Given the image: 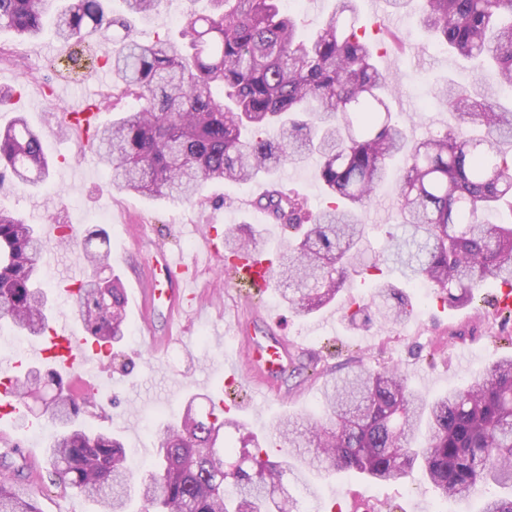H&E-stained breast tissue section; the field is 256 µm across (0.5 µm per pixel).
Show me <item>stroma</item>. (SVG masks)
<instances>
[{"label": "stroma", "instance_id": "obj_1", "mask_svg": "<svg viewBox=\"0 0 512 512\" xmlns=\"http://www.w3.org/2000/svg\"><path fill=\"white\" fill-rule=\"evenodd\" d=\"M356 6L372 37L394 33L405 42L401 50L389 44L380 47L377 61L396 79L390 109L403 122L409 142L442 133L453 122L447 107L434 97L437 81L496 84L495 71L471 70L440 47L420 26L416 7L396 13L387 0H382V18L375 22L370 0H356ZM210 8L209 0H160L150 19L137 23L136 35L145 42L160 36L179 38L189 11L205 12ZM115 48L112 34L98 36L78 71V79L67 80L59 72L60 65L67 62L65 47L53 33L20 41L0 31V49L5 52L0 59V89L12 93L7 104L0 107V126L16 115H24L43 133L46 152L53 162L49 179L39 187L0 182V207L35 224L71 227L74 246L46 243L41 258L46 286L55 297L51 310L55 317L71 312L58 299V283L85 269L80 248L90 231H104L110 251L109 269L120 276L128 290L154 249L164 248L197 263L195 288L203 311L186 319L183 342L170 346L163 354H154L135 303H128L126 336L113 347L107 373L92 382L108 416L103 420L86 413L80 417L91 429L121 435L129 463L139 475L153 460L159 425L178 417L192 394L206 393L216 399L225 396L224 357L237 353L245 342L232 326L239 320H253L259 313L256 302L246 297L244 289L228 284L225 268L207 257L196 226L246 225L272 255L285 247L286 240L280 225L266 223L252 205L260 182H214L190 202L124 193L113 188L104 166L83 148L80 135L55 124V114L67 111L73 101L92 91L102 102L103 121L137 108V101L123 95L115 76L103 67L107 53ZM277 182L286 192L304 197L310 210H320L325 203L314 164L285 168ZM363 220L368 233L367 258L380 262L383 279L402 288L410 298L412 316L398 325L384 327L376 323L356 328L350 325L348 316L357 304L368 300L370 288L354 289L308 317L289 313L278 289H270L267 307L272 313L286 316L289 336L300 337L301 344L293 352L288 373L276 380L265 398L256 400L251 414L239 415V422L247 429L264 435L286 417H321L325 383L358 366L374 371L399 368L414 392L433 397L464 387L474 374L512 358V315L497 313L491 301L496 281H487L477 289L471 304L441 305L435 289L408 285L385 261L386 233L402 221L393 187L377 194ZM51 415V410H44L43 425L37 429L22 419L7 426L10 441L30 448L31 455L20 459L10 454L7 444L0 443V471L15 472L16 489L22 495L35 496L41 512H96L93 503L76 489L45 479L51 468L45 450L55 433ZM308 479L319 497L314 505L316 512H429L434 506L445 512L480 510L476 499L442 498L418 471L394 484L372 483L347 473H312Z\"/></svg>", "mask_w": 512, "mask_h": 512}]
</instances>
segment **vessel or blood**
Masks as SVG:
<instances>
[{"label":"vessel or blood","instance_id":"vessel-or-blood-1","mask_svg":"<svg viewBox=\"0 0 512 512\" xmlns=\"http://www.w3.org/2000/svg\"><path fill=\"white\" fill-rule=\"evenodd\" d=\"M67 126L81 134L96 127L100 114L94 101L73 105L61 116ZM232 278L253 289L257 296H264L270 289L273 271L265 252L248 250L232 261ZM192 280L188 264L173 252L157 249L151 264L144 269V278L136 285V307L142 317H149L154 308L165 307L169 316L186 312L196 296L189 289ZM263 342L249 343L244 366H237L234 359L224 361L227 384L235 385L247 380L250 397L268 393L271 381L290 363L287 336L278 334L279 317L264 314L261 319ZM40 360L50 362L66 376L87 382L93 371H103L110 359L109 347L76 336L69 319H61L52 326L36 350Z\"/></svg>","mask_w":512,"mask_h":512}]
</instances>
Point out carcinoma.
Listing matches in <instances>:
<instances>
[{"label":"carcinoma","mask_w":512,"mask_h":512,"mask_svg":"<svg viewBox=\"0 0 512 512\" xmlns=\"http://www.w3.org/2000/svg\"><path fill=\"white\" fill-rule=\"evenodd\" d=\"M108 0H0V29L22 40L51 24L64 45L118 27L122 48L104 66L139 101V109L92 135L112 185L140 196L189 201L210 182L247 183L309 157L330 205L315 214L281 188L255 205L286 235L277 274L282 299L312 315L354 287L352 274L378 263L361 257L366 225L360 215L385 186L393 163L404 235L389 234L388 260L402 275L437 288L445 305L472 303L489 279L512 285V112L497 110L512 92V0H421V22L440 45L464 60L497 70L498 88L483 92L450 82L440 95L457 125L413 145L385 94L394 78L375 63V48L355 0H335L311 35L280 11L277 0H211L209 14L186 17L182 40L141 42ZM159 0H124L130 15L150 16ZM43 136L22 115L0 129V178L35 185L49 174ZM101 247L84 243L94 268L109 263ZM224 261L256 247L236 228L224 230ZM40 229L0 210V322L27 336L48 328L41 284ZM125 290L116 276L90 277L73 308L88 337L115 345L125 338ZM386 322L401 323L412 305L393 283L379 281L368 303ZM24 398L53 390L59 432L49 444L55 475L99 505L98 512H301L278 485L301 472L261 456L268 438L224 417V408L194 394L179 419L157 432L155 462L133 495L122 441L80 422L82 407L49 365L14 380ZM327 419H286L275 428L282 448L308 468L351 472L374 482H403L421 471L445 499L490 496L481 512H512V358L477 374L463 390L428 399L412 392L398 368L354 370L324 390ZM235 428L240 447L224 442ZM0 512H40L0 479Z\"/></svg>","instance_id":"obj_1"}]
</instances>
